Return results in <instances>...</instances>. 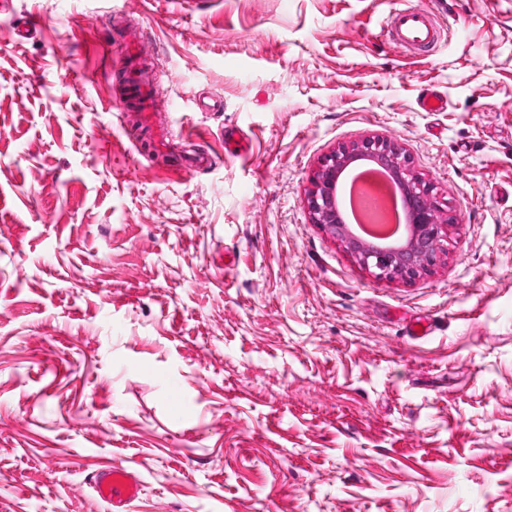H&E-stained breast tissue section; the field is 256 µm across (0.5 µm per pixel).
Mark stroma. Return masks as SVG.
Segmentation results:
<instances>
[{
	"instance_id": "stroma-1",
	"label": "stroma",
	"mask_w": 512,
	"mask_h": 512,
	"mask_svg": "<svg viewBox=\"0 0 512 512\" xmlns=\"http://www.w3.org/2000/svg\"><path fill=\"white\" fill-rule=\"evenodd\" d=\"M12 2L0 512H108L107 464L140 474L129 512H512V0ZM413 3L424 50L379 35ZM135 28L166 155L103 50ZM371 136L448 222L411 281L309 219L321 159Z\"/></svg>"
}]
</instances>
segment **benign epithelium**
Here are the masks:
<instances>
[{
    "label": "benign epithelium",
    "instance_id": "obj_1",
    "mask_svg": "<svg viewBox=\"0 0 512 512\" xmlns=\"http://www.w3.org/2000/svg\"><path fill=\"white\" fill-rule=\"evenodd\" d=\"M355 161L374 162L393 172L404 192L409 211V235L398 244H369L345 223L338 207L340 175ZM307 203L312 223L320 225L345 244L365 269H375L379 279L413 280L426 273L444 251L445 231L432 189L411 167L410 160L395 143L368 138L342 145L325 156L310 180Z\"/></svg>",
    "mask_w": 512,
    "mask_h": 512
}]
</instances>
